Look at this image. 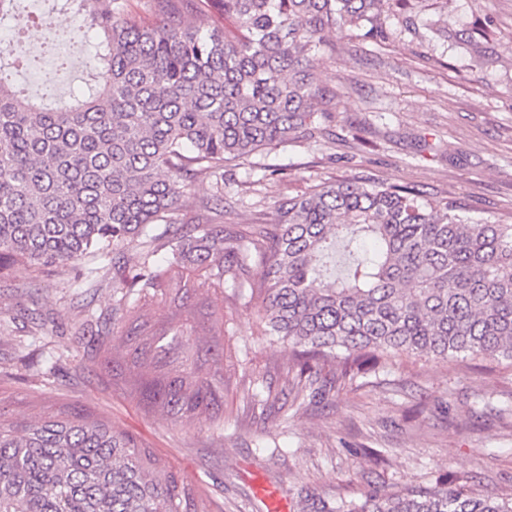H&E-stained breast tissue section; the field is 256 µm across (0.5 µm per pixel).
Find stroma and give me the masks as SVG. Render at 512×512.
<instances>
[{
	"mask_svg": "<svg viewBox=\"0 0 512 512\" xmlns=\"http://www.w3.org/2000/svg\"><path fill=\"white\" fill-rule=\"evenodd\" d=\"M489 58L427 30L444 17L464 29L475 0H415L413 23L390 20L388 36L365 41L336 31L320 62L325 90H343L327 138L268 148L224 169V221L270 218L278 200L347 177L411 184L426 198L458 199L471 214L512 224V0H490ZM40 29L24 43L37 65L18 76L29 94L68 95L89 78L91 46L64 42L41 52ZM67 59L60 67L59 59ZM197 179L171 221L94 252L65 269L16 266L0 273V410L6 416L81 405L135 434L206 489L220 512H267L258 490L274 488L289 512L301 495L361 497L383 481L435 485L442 478L477 493L512 495V363L474 368L428 358L396 359L349 380L328 376L295 402L288 355L266 344L243 296L248 271L224 282V423L202 430L145 413L97 367V339L121 323L114 291L144 253L171 257L178 226L211 200ZM270 395L251 398L257 380Z\"/></svg>",
	"mask_w": 512,
	"mask_h": 512,
	"instance_id": "obj_1",
	"label": "stroma"
}]
</instances>
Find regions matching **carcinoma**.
<instances>
[{
    "label": "carcinoma",
    "instance_id": "1",
    "mask_svg": "<svg viewBox=\"0 0 512 512\" xmlns=\"http://www.w3.org/2000/svg\"><path fill=\"white\" fill-rule=\"evenodd\" d=\"M0 0V24L23 15ZM100 38L93 78L58 107L11 83L0 49V268H66L124 247L184 207L191 182L224 164L307 141L332 118L318 62L345 28L384 39L385 17L411 0H59ZM213 24L193 21L195 13ZM236 35L228 37L224 22ZM488 25L464 42L478 52ZM165 265L144 255L118 306L127 325L102 336L97 365L148 413L211 426L224 410V279L259 262L258 320L311 386L393 358L512 360V224H488L454 199L355 179L277 202L271 223L228 228L202 202ZM353 257L328 272L336 245ZM210 285L196 301L198 285ZM207 492L154 449L89 410L0 421V512H213ZM305 512H512V496H477L446 481L381 485Z\"/></svg>",
    "mask_w": 512,
    "mask_h": 512
}]
</instances>
